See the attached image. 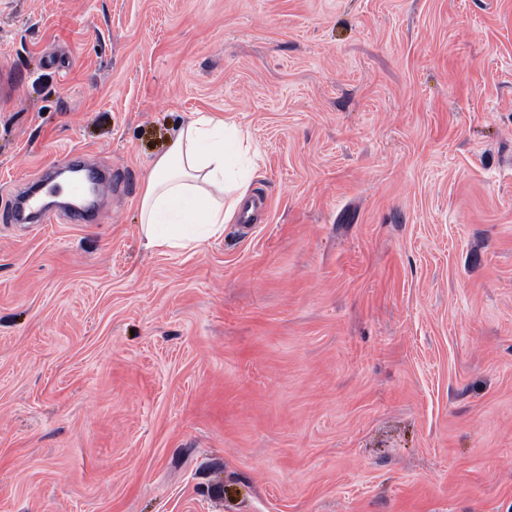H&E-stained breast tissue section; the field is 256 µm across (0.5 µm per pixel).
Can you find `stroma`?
I'll return each mask as SVG.
<instances>
[{"label": "stroma", "mask_w": 512, "mask_h": 512, "mask_svg": "<svg viewBox=\"0 0 512 512\" xmlns=\"http://www.w3.org/2000/svg\"><path fill=\"white\" fill-rule=\"evenodd\" d=\"M200 115L255 228L143 246ZM0 512H512V0H0Z\"/></svg>", "instance_id": "stroma-1"}]
</instances>
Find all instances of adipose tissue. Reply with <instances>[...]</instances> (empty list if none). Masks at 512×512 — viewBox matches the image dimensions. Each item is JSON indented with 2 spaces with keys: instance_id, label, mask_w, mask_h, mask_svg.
<instances>
[{
  "instance_id": "ef3b65f1",
  "label": "adipose tissue",
  "mask_w": 512,
  "mask_h": 512,
  "mask_svg": "<svg viewBox=\"0 0 512 512\" xmlns=\"http://www.w3.org/2000/svg\"><path fill=\"white\" fill-rule=\"evenodd\" d=\"M250 151V136L236 122L204 115L179 127L140 194L146 248L194 250L223 237L249 193Z\"/></svg>"
}]
</instances>
